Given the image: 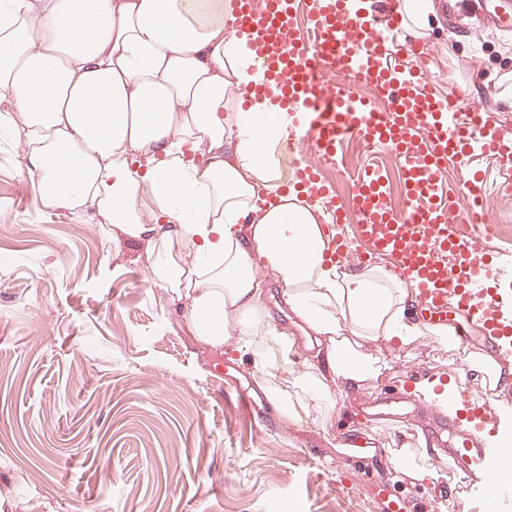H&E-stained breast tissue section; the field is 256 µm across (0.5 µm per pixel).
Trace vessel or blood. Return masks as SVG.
I'll list each match as a JSON object with an SVG mask.
<instances>
[{"instance_id":"b4317fda","label":"vessel or blood","mask_w":512,"mask_h":512,"mask_svg":"<svg viewBox=\"0 0 512 512\" xmlns=\"http://www.w3.org/2000/svg\"><path fill=\"white\" fill-rule=\"evenodd\" d=\"M305 16L314 38L300 35L292 0H240L237 23L252 33L254 60L270 73V90L300 115L289 143L316 159L298 174L311 189V201L326 194L317 178V162L335 157L345 136L357 134L398 147L408 187L402 211L390 208L375 172L356 179L337 210L357 220L355 233L369 249L391 257L416 294L420 325L442 321L454 309L486 324L488 333L503 331L489 304L490 284L448 286L449 263L482 247L477 227L486 215L477 194L448 202L438 171L442 162H465L475 154L507 166L512 164V147L487 133L482 111L458 98H437L421 66L408 64L389 49L387 34L399 28L394 16L382 23L361 17L350 13L346 0H306ZM335 69L387 98L390 110L370 111L351 87L334 85L328 73ZM231 396L255 416L270 409L262 394L235 390ZM453 453L466 477L440 478L435 491L454 500L458 512H473L474 490L484 491L492 504L512 491L492 465L494 458L512 457V446L486 448L466 433Z\"/></svg>"}]
</instances>
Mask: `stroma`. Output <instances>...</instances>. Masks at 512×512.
Segmentation results:
<instances>
[{
    "label": "stroma",
    "mask_w": 512,
    "mask_h": 512,
    "mask_svg": "<svg viewBox=\"0 0 512 512\" xmlns=\"http://www.w3.org/2000/svg\"><path fill=\"white\" fill-rule=\"evenodd\" d=\"M512 0H450L415 41L438 96L493 112L512 139ZM17 132L0 130V512H382L388 485L401 512H455L431 485L382 463L363 470L336 456V411L312 409L264 425L224 397V381L254 377L231 350L188 331L150 280L146 247L113 245L90 214L43 207ZM402 200L400 161L363 154ZM490 220L512 214L501 165L484 162ZM384 365L373 386L334 391L343 404L404 400L402 413L363 416L361 437L419 447L425 408L410 373L452 374L458 356L430 337L367 346Z\"/></svg>",
    "instance_id": "1"
}]
</instances>
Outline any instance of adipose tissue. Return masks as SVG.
<instances>
[{
	"mask_svg": "<svg viewBox=\"0 0 512 512\" xmlns=\"http://www.w3.org/2000/svg\"><path fill=\"white\" fill-rule=\"evenodd\" d=\"M247 41L233 0H0V126L23 131L43 205L100 217L113 241H145L153 283L193 335L247 356L287 418L334 405L329 376L376 379L365 342L458 338L448 324L419 327L388 269L332 258L322 209L267 163L292 119L264 95ZM270 281L305 341L270 317ZM511 372L474 351L451 388L424 377L411 393L454 419L449 391Z\"/></svg>",
	"mask_w": 512,
	"mask_h": 512,
	"instance_id": "ef3b65f1",
	"label": "adipose tissue"
}]
</instances>
